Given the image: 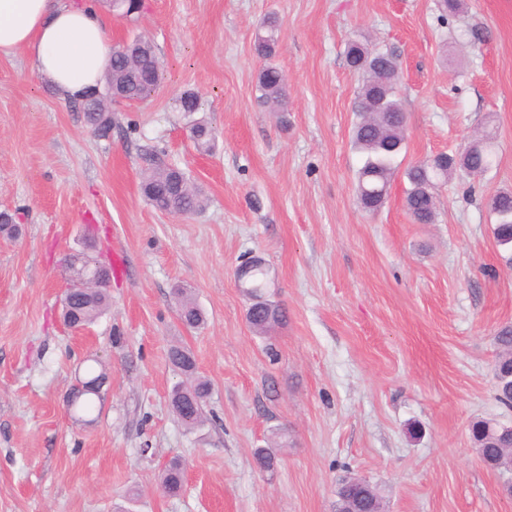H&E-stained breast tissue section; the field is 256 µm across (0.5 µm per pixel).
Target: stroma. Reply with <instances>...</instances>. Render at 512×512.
I'll return each mask as SVG.
<instances>
[{
	"instance_id": "35a3bbf8",
	"label": "stroma",
	"mask_w": 512,
	"mask_h": 512,
	"mask_svg": "<svg viewBox=\"0 0 512 512\" xmlns=\"http://www.w3.org/2000/svg\"><path fill=\"white\" fill-rule=\"evenodd\" d=\"M112 43L149 39L166 69L143 103L109 102L95 135L25 53L0 61V512H335L336 485H378L388 512H512L503 479L476 455L474 421L512 423L496 399L498 328L512 323V269L489 199L512 190V0H143L124 17L97 0ZM273 22L289 90L271 111L254 49ZM392 52L406 139L384 206L356 196L352 141L362 83L352 39ZM216 131L197 151L180 96ZM492 133L496 161L436 190L437 218L413 223L404 170ZM183 169L204 207L160 213L141 191L155 160ZM119 257L110 310L82 333L60 303L67 253ZM269 268L287 321L255 335L238 272ZM206 316L180 320L175 285ZM185 346L211 384L206 422L184 428L169 395ZM111 373L98 418L66 398L87 358ZM270 448L262 471L253 452ZM185 462L176 497L157 488Z\"/></svg>"
}]
</instances>
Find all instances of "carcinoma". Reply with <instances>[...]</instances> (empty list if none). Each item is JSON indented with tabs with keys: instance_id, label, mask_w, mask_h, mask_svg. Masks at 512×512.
I'll return each instance as SVG.
<instances>
[{
	"instance_id": "obj_1",
	"label": "carcinoma",
	"mask_w": 512,
	"mask_h": 512,
	"mask_svg": "<svg viewBox=\"0 0 512 512\" xmlns=\"http://www.w3.org/2000/svg\"><path fill=\"white\" fill-rule=\"evenodd\" d=\"M277 43L275 29L271 26L256 33L254 49L261 57H270ZM346 60L353 71L364 74V82L357 97L355 111L360 120L353 130L355 147L365 155L357 173V199L361 208L368 212L378 211L385 203L396 167L395 156L404 142V112L396 97L398 75L379 80V71L395 70V62L388 52L371 51L359 41L347 45ZM163 76L162 64L152 43L142 37L137 39L135 54H128L122 46L113 48L112 69L106 80V94L81 103L88 127L97 135L106 137L112 130L105 97L121 95L128 102L146 100L160 84ZM258 87L263 100L274 109L282 111L288 106V94L282 72L275 66L262 69ZM189 136L198 150L207 152L214 148L215 134L209 123L193 120L189 125ZM493 163L490 143L470 146L467 153L443 155L435 165L420 161L405 171L409 187L405 203L408 213L417 224H431L436 215L434 189L436 179L443 177L455 167L471 174L488 171ZM174 170L160 164L152 166L143 177V195L157 211L170 215H185L203 208L204 199L200 191L188 184L180 189L173 183ZM490 209L496 217L493 234L498 246L507 251L503 261L512 267V192L500 191L491 200ZM21 234L20 225L12 215L0 213V235L16 238ZM69 276L95 272L99 282L89 288L67 292L66 304L62 306L64 323L71 329L89 327L111 306L107 281L112 279V265L106 264L85 251L70 253L64 258ZM241 278L249 280L247 292L253 297H263L268 286V272L263 262L248 261ZM182 322L190 328L204 323L192 291L175 289ZM248 323L254 332L265 335L273 326L281 323L284 311L276 304L265 301V305L253 313H247ZM498 348L493 365V377L498 401L512 408V324L500 326L495 336ZM170 362L185 376L183 385L175 388L170 398L173 414L188 428L193 429L205 422L204 407L210 394V384L197 375L195 359L191 352L180 345L169 349ZM107 369L98 360L86 366L79 378L81 386L71 388L69 398L74 402L72 414L77 420L92 413L96 401L101 399L108 383ZM471 441L476 452L487 467L499 472L503 478L512 474V430L501 423L479 420L471 428ZM185 464L180 459L172 460L163 471L159 486L163 493L176 496L183 486ZM384 508L379 489L362 477H354L339 484L336 491V512H379Z\"/></svg>"
}]
</instances>
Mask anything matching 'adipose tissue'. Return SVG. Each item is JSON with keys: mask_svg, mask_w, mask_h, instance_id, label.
<instances>
[{"mask_svg": "<svg viewBox=\"0 0 512 512\" xmlns=\"http://www.w3.org/2000/svg\"><path fill=\"white\" fill-rule=\"evenodd\" d=\"M24 52L65 98L99 85L112 46L91 0H0V59Z\"/></svg>", "mask_w": 512, "mask_h": 512, "instance_id": "ef3b65f1", "label": "adipose tissue"}]
</instances>
